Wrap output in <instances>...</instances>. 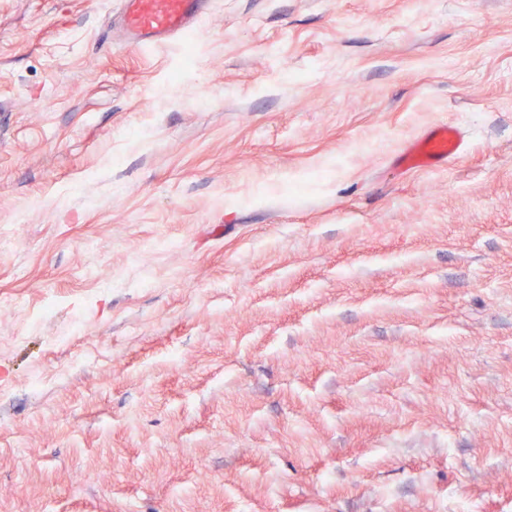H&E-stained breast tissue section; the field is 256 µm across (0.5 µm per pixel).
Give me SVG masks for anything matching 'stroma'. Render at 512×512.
I'll return each instance as SVG.
<instances>
[{
	"label": "stroma",
	"mask_w": 512,
	"mask_h": 512,
	"mask_svg": "<svg viewBox=\"0 0 512 512\" xmlns=\"http://www.w3.org/2000/svg\"><path fill=\"white\" fill-rule=\"evenodd\" d=\"M119 8L0 0V512H512V0ZM211 10L212 0H123L115 27L127 46L148 50L196 33ZM463 151L461 129L443 121L412 140L396 160L408 171L426 170L458 157Z\"/></svg>",
	"instance_id": "stroma-1"
}]
</instances>
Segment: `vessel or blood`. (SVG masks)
I'll list each match as a JSON object with an SVG mask.
<instances>
[{
	"instance_id": "b4317fda",
	"label": "vessel or blood",
	"mask_w": 512,
	"mask_h": 512,
	"mask_svg": "<svg viewBox=\"0 0 512 512\" xmlns=\"http://www.w3.org/2000/svg\"><path fill=\"white\" fill-rule=\"evenodd\" d=\"M211 10L212 0H122L116 28L126 45L142 51L197 32ZM463 150L460 128L443 121L412 140L397 162L409 171L425 170L458 157Z\"/></svg>"
}]
</instances>
